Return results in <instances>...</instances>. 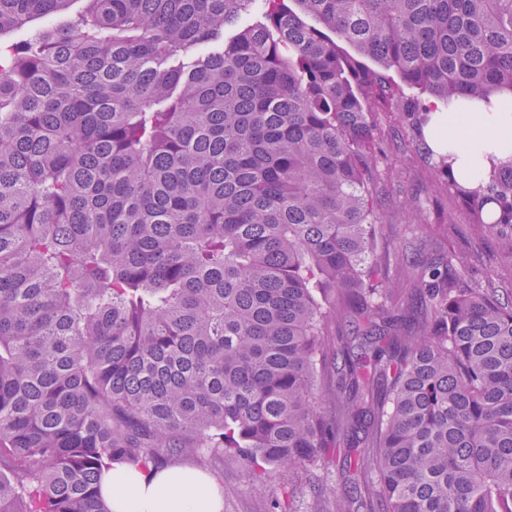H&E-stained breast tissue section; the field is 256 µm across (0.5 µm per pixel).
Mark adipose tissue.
<instances>
[{"label":"adipose tissue","mask_w":512,"mask_h":512,"mask_svg":"<svg viewBox=\"0 0 512 512\" xmlns=\"http://www.w3.org/2000/svg\"><path fill=\"white\" fill-rule=\"evenodd\" d=\"M438 153L456 151V175L481 179L492 163L512 159V109L499 101L472 112L436 111L424 128ZM101 492L112 512H223L224 495L215 480L186 466L145 474L115 467L101 478Z\"/></svg>","instance_id":"1"}]
</instances>
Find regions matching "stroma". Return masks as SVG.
<instances>
[{"instance_id": "1", "label": "stroma", "mask_w": 512, "mask_h": 512, "mask_svg": "<svg viewBox=\"0 0 512 512\" xmlns=\"http://www.w3.org/2000/svg\"><path fill=\"white\" fill-rule=\"evenodd\" d=\"M368 122L376 145L371 190L382 219L377 236L401 244L413 258L412 263L393 265L392 277L407 284L419 263L464 253L470 258L466 284L512 292V260L501 254L494 235L475 230L467 210L440 176L436 159L420 146L406 114L375 102ZM206 470L223 482V512H267L271 499H288V478L279 470H268L261 483L228 458ZM302 477L305 494L293 503L294 512H309L319 486L335 487L340 494L352 489L350 478L331 459L308 468Z\"/></svg>"}]
</instances>
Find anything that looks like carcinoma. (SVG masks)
Listing matches in <instances>:
<instances>
[{
  "label": "carcinoma",
  "mask_w": 512,
  "mask_h": 512,
  "mask_svg": "<svg viewBox=\"0 0 512 512\" xmlns=\"http://www.w3.org/2000/svg\"><path fill=\"white\" fill-rule=\"evenodd\" d=\"M74 2L0 0V512H112L113 465L226 448L258 481L349 462L312 512H512V301L456 254L403 323L367 119L393 75L511 96L512 0H82L5 40ZM439 172L512 259V160Z\"/></svg>",
  "instance_id": "carcinoma-1"
}]
</instances>
